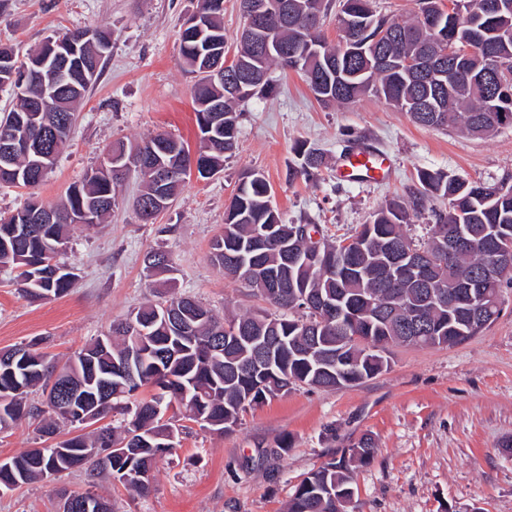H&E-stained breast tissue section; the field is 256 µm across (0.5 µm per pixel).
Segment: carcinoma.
<instances>
[{"mask_svg": "<svg viewBox=\"0 0 512 512\" xmlns=\"http://www.w3.org/2000/svg\"><path fill=\"white\" fill-rule=\"evenodd\" d=\"M419 12L410 20L395 21L373 11L371 0H341L340 16L352 21L339 28L334 45L326 42L320 27L310 26L312 17H322L324 0H288V20L266 25L263 48L240 43L239 65L256 73L257 83L238 97L224 98V79L209 70L211 57L224 50V0H200L203 27H184L180 52L195 75L192 101L200 146L192 154L184 143L165 133L141 141L146 156L160 164L180 162L187 166L197 156L199 167L211 175L224 170V159L237 147L240 112L238 106L269 88L267 73L273 66L291 69L293 55L307 53L300 69L306 82L321 80L320 104L340 106L373 93L406 112L424 127L484 137L512 125V67L497 71V59L512 62V0H418ZM81 30L62 34L68 42L65 57L56 65H41L51 55V39L22 61L11 46H0V88L15 90L16 107L0 117V145L24 141L45 133L43 147L56 162L66 146L69 133L53 131L72 128L77 105L100 76L101 63L112 42V31L96 29L93 41L80 39ZM353 42L358 52L345 44ZM477 44L460 77L446 76L427 82L409 71V58L437 55L439 43ZM48 91L43 109L33 107L31 96ZM427 97L436 112H417L413 102ZM296 161L288 164V182H314L324 164L317 149L295 143ZM34 157L15 155L7 167L9 178L0 184L27 187L35 178ZM125 181L112 164L104 162L85 174L83 181L69 188L54 207L38 204L23 207L0 221V267L18 271L17 282L30 281L22 294L32 302L65 295L75 284L76 274L56 250L68 243L70 226H92L118 204L117 189ZM420 189L404 201H392L379 209L367 224L351 237L357 245L350 258L338 255L344 238H320V259L291 266L282 243L291 241L298 251L307 252L309 228L316 224H286L272 197L269 181L252 172L237 184L224 210V232L212 243L211 261L224 274L242 281L238 264L262 268L279 276L278 294L269 296L265 281L255 278L248 285L262 297L272 313H243L219 320L200 302L173 295L158 303L141 305L134 315L112 325L76 352L68 363L72 374L54 376V366L30 345L5 349L9 363L0 362V394L10 402L0 404V431L23 421L37 424L41 434L56 433L58 423L74 428L100 420L94 412L99 387L112 388V400L121 403L124 424L99 428L94 434H78L62 440L55 448H31L0 464V489L12 490L45 479L48 471L60 474L84 469L88 486L106 472L125 488L139 494L149 491L153 464L171 455L185 429L186 419L218 433L232 430L247 409L288 393L286 387L307 385L336 389L354 386L388 367L390 348L409 345L419 337V347L460 344L476 335L483 325L471 323L470 309L448 299V283L476 278L494 263L484 249L486 234L494 231L505 244H512V186L504 187L470 181L439 170L418 174ZM184 180L158 188L144 181L143 193L135 206L161 194L175 198ZM441 199L446 207L435 213L431 234L414 243L404 231L426 202ZM450 224L472 227L470 248L450 257L443 253L428 275V287L406 276L393 285L384 278L389 260L388 246L399 251L416 248L438 249L440 233ZM30 226L23 235L18 229ZM266 241L251 249L257 236ZM330 298L344 312L336 320L325 317L317 303ZM256 337L281 339L272 351V362L261 369L252 365L256 344L241 329ZM146 333H140V330ZM319 352L329 357L321 366L306 357L314 339ZM142 354L137 381H125L117 371L131 351ZM46 395V406L28 401L34 388ZM172 409L160 422L155 410ZM124 445L127 452L95 462L89 457L95 448ZM372 438H361L348 454L331 459L308 473L297 485L286 512H346L354 497L352 464L366 463L373 456Z\"/></svg>", "mask_w": 512, "mask_h": 512, "instance_id": "cac0c4a2", "label": "carcinoma"}]
</instances>
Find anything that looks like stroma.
<instances>
[{
	"mask_svg": "<svg viewBox=\"0 0 512 512\" xmlns=\"http://www.w3.org/2000/svg\"><path fill=\"white\" fill-rule=\"evenodd\" d=\"M198 4L0 0V43L21 55L76 28L112 30V47L66 149L38 187L0 185V214L33 196L55 205L114 142L163 132L197 148L194 78L180 56L179 32ZM269 77L270 91L242 108L238 146L223 171L187 177L151 223L133 206L141 182L129 175L104 223L72 228L66 259L78 278L66 295L29 301L14 271L0 270V350L32 344L62 363L142 303L173 293L223 317L266 309L209 258L225 206L251 171L270 182L285 223L319 225L328 239L352 234L391 200L408 198L422 170L512 186L511 126L483 138L448 133L412 123L374 95L327 108L297 72L275 66ZM298 140L327 156L317 181L287 179ZM357 145L391 156L390 181L337 179V158ZM153 250L171 256V284L148 276L143 259ZM74 434L63 426L42 437L22 424L0 432V458ZM367 434L375 448L355 470L353 512H512V285L502 289L498 319L461 344L393 347L388 368L372 379L336 390L295 387L249 410L224 434L189 423L176 452L158 461L149 493L136 495L107 479L97 491L116 512H285L309 472ZM83 487L81 472H65L0 492V512H54L62 490Z\"/></svg>",
	"mask_w": 512,
	"mask_h": 512,
	"instance_id": "1",
	"label": "stroma"
}]
</instances>
